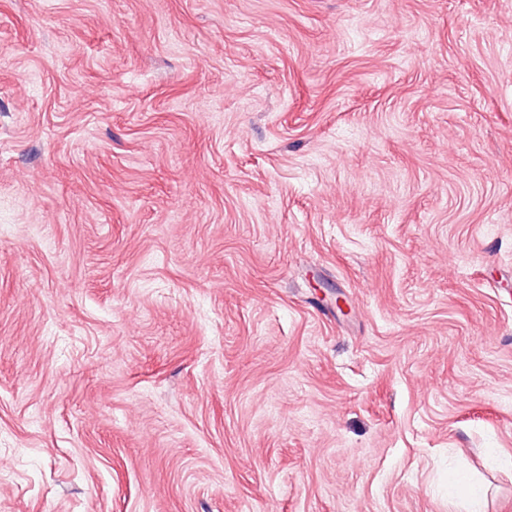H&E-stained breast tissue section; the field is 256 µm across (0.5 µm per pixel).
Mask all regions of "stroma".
<instances>
[{
    "label": "stroma",
    "mask_w": 512,
    "mask_h": 512,
    "mask_svg": "<svg viewBox=\"0 0 512 512\" xmlns=\"http://www.w3.org/2000/svg\"><path fill=\"white\" fill-rule=\"evenodd\" d=\"M512 512V0H0V512Z\"/></svg>",
    "instance_id": "35a3bbf8"
}]
</instances>
